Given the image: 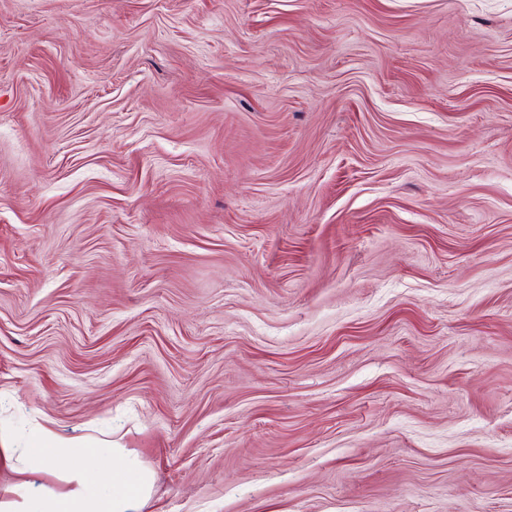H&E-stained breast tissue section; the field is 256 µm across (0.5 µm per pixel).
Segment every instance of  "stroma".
<instances>
[{
    "label": "stroma",
    "instance_id": "stroma-1",
    "mask_svg": "<svg viewBox=\"0 0 512 512\" xmlns=\"http://www.w3.org/2000/svg\"><path fill=\"white\" fill-rule=\"evenodd\" d=\"M144 512H512V0H0V433ZM18 475L0 488V512H142L155 472L118 441L94 435L71 438L33 425L15 448L0 434V466ZM52 473L55 482L41 479Z\"/></svg>",
    "mask_w": 512,
    "mask_h": 512
}]
</instances>
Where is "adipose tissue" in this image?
Returning a JSON list of instances; mask_svg holds the SVG:
<instances>
[{
  "instance_id": "1",
  "label": "adipose tissue",
  "mask_w": 512,
  "mask_h": 512,
  "mask_svg": "<svg viewBox=\"0 0 512 512\" xmlns=\"http://www.w3.org/2000/svg\"><path fill=\"white\" fill-rule=\"evenodd\" d=\"M1 465L17 479L0 488V512H142L155 484L152 467L118 441L71 438L41 423L21 448L0 435Z\"/></svg>"
}]
</instances>
